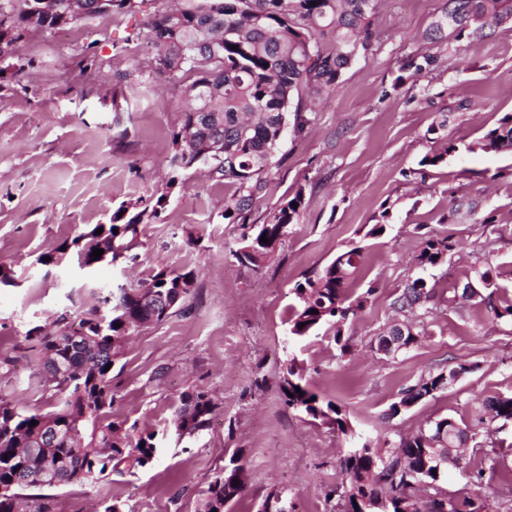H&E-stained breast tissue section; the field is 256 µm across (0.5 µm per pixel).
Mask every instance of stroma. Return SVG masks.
<instances>
[{
    "instance_id": "stroma-1",
    "label": "stroma",
    "mask_w": 512,
    "mask_h": 512,
    "mask_svg": "<svg viewBox=\"0 0 512 512\" xmlns=\"http://www.w3.org/2000/svg\"><path fill=\"white\" fill-rule=\"evenodd\" d=\"M165 7L164 0H144L140 13L113 19L106 40L98 36L100 18L90 17L77 24L80 41L32 26L13 46L25 70L0 83V264L17 281L0 288V394L21 409L51 408L34 391L38 357L28 349L27 330L64 312L79 315L92 305L91 288L125 281L119 265L43 266L37 256L106 222L122 201L164 187L168 133L187 103L182 91L160 83L116 92L111 80L85 67L83 46L92 44L106 59L125 48L120 66L128 68L135 57L128 40L145 16ZM445 7L446 0H380L369 49L357 51L335 88L317 100L306 130L284 139L266 175L252 223H263L300 189L308 205L260 271L229 254L241 234L222 219L232 186L208 182L201 171L186 172L184 190L161 219L141 225L136 276L188 267L196 281L183 306L129 342L112 371V415L147 434L168 429L183 393L207 392L218 409L194 438L167 437L151 467L58 489L59 512H94L111 497L126 512H196L202 490L234 454L251 482L227 512H258L272 492L287 497L292 512H343L335 489L344 480L345 442L284 404L279 376L291 353L312 391L339 404L356 431L392 445L428 420H465L471 402L512 394V322L459 299L467 275L486 257L498 297L512 299V152L466 149L512 114V24L481 39L425 40ZM425 54L432 64L416 71L414 61ZM439 124L442 137L430 138ZM449 141L458 152L439 166L422 165L425 154ZM382 222L387 232L368 237ZM188 228L193 238H186ZM430 235L448 236L454 248L442 265L423 271L413 258ZM352 241L363 242L367 256L350 290L371 297L344 328L350 351L341 352L322 330L293 339V285ZM421 275L434 284L441 309L417 324L421 336L408 351L377 354L371 344L393 319L392 301ZM457 363L470 370L456 384L389 416L403 387ZM473 459L481 482L456 470L444 490L472 491L488 512H512V424L486 437Z\"/></svg>"
}]
</instances>
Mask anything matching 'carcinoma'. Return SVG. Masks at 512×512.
<instances>
[{
  "label": "carcinoma",
  "instance_id": "obj_1",
  "mask_svg": "<svg viewBox=\"0 0 512 512\" xmlns=\"http://www.w3.org/2000/svg\"><path fill=\"white\" fill-rule=\"evenodd\" d=\"M377 5L378 0H191L187 7L147 17L139 31L145 58L136 66L142 83L160 81L180 87L190 101L169 133L168 181L160 191L122 202L112 211L109 223L97 224L71 242L61 243L47 253L49 260L41 255L37 263L48 266L70 261L90 269L102 262H135L142 248L139 226L159 219L175 190L184 188L182 172L204 167L214 183L235 188L224 202V223L249 226L229 255L241 267L262 268L307 207L300 189L263 223L247 224L253 205L266 193L264 174L273 165L281 142L288 132L298 135L311 122L301 107L289 111L290 104L307 89L319 95L328 93L354 60L356 46L368 49ZM138 7L139 0H82L76 12L71 0H0V46H11L30 25L53 30L86 17L132 15ZM511 18L512 0H448L447 10L433 23L427 38L442 33L445 26L482 37L486 30ZM233 45L238 49H231ZM465 149L512 151V116L502 118ZM100 228L103 232L96 233ZM263 236L268 242H261ZM96 249L104 250L98 259L91 257ZM453 249L446 236L428 237L415 263L422 271L436 267ZM363 262L364 247L352 243L297 282L292 288L296 305L289 320L290 334L304 337L325 327L333 331L340 350L348 352L349 340L343 339L342 328L364 311L368 295L374 292L369 288L356 298L349 294V284ZM492 271L489 260L484 269L475 271V278L489 290L479 295L480 303L494 318L512 320V301L503 303L495 297ZM194 285L193 270L160 268L145 279L108 290L104 311L94 307L76 324L64 317L52 334L37 327L26 332L30 349L39 355V390L58 403L47 412L23 411L0 396V485L11 488L10 495L0 496V512H56V497L49 490L93 484L112 474L133 475L155 461L160 452L157 434L143 435L135 426L112 419L110 367L124 357L134 332L168 318ZM143 290L153 293L151 302L143 301ZM438 304L435 285L419 276L406 284L391 308L410 320L432 312ZM446 371L453 368L422 374L414 386L433 390L429 394L433 398L439 393L437 379ZM280 390L288 408L344 436L348 444L341 462L347 478L340 494L344 512H363L355 505L367 498L390 497L398 506L410 491L419 504L415 512H486L476 494L442 493L439 484L446 469L421 477L424 484L414 489L401 477L395 483L378 480L376 475L384 470L391 474L402 462L422 465L423 436L430 435L441 420L460 434L470 432L473 447H482L477 438L495 424L494 417L512 421V394L472 403L470 425L452 416L438 417L393 447L377 443L373 452L363 454L368 438L353 429L338 404L325 402L310 390L294 357L283 368ZM180 401L170 421L180 439L207 428L218 408L203 391L184 393ZM32 421L37 425H30ZM47 466L53 469L54 486L39 481ZM250 480L240 457L232 456L202 491L198 512H224L229 502L247 490ZM24 490L31 494L24 498L26 508L21 511L18 503ZM260 512H290V508L281 495L271 493Z\"/></svg>",
  "mask_w": 512,
  "mask_h": 512
}]
</instances>
